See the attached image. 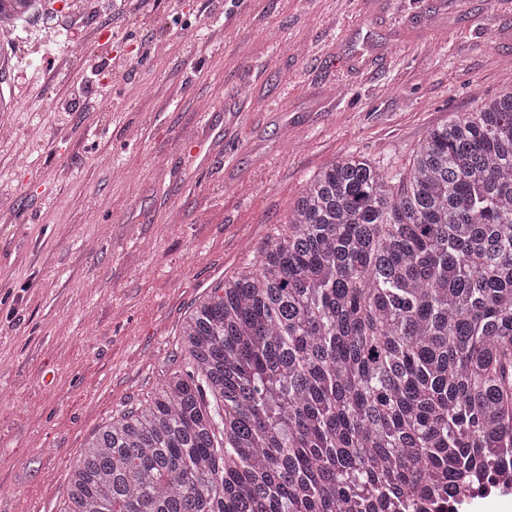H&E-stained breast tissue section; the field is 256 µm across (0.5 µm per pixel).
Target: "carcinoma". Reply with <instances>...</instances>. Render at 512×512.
I'll return each mask as SVG.
<instances>
[{
    "label": "carcinoma",
    "mask_w": 512,
    "mask_h": 512,
    "mask_svg": "<svg viewBox=\"0 0 512 512\" xmlns=\"http://www.w3.org/2000/svg\"><path fill=\"white\" fill-rule=\"evenodd\" d=\"M180 359L81 450L60 512H425L512 469V83L404 172L312 175Z\"/></svg>",
    "instance_id": "obj_1"
}]
</instances>
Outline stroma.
<instances>
[{
	"instance_id": "1",
	"label": "stroma",
	"mask_w": 512,
	"mask_h": 512,
	"mask_svg": "<svg viewBox=\"0 0 512 512\" xmlns=\"http://www.w3.org/2000/svg\"><path fill=\"white\" fill-rule=\"evenodd\" d=\"M11 39L0 512H60L78 454L307 178L349 153L403 170L512 80V0H47Z\"/></svg>"
}]
</instances>
